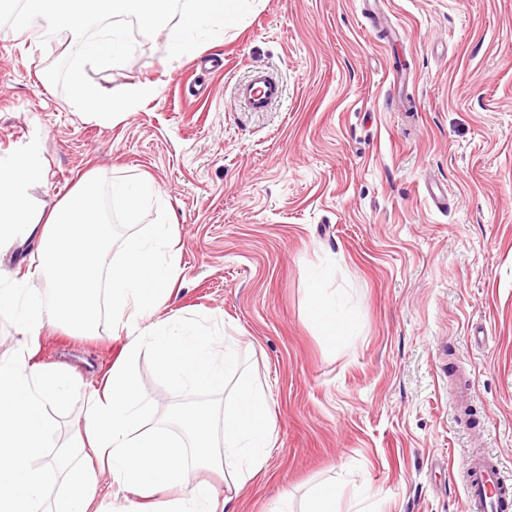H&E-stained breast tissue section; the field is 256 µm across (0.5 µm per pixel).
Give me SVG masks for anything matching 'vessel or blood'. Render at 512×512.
Wrapping results in <instances>:
<instances>
[{"label":"vessel or blood","instance_id":"obj_1","mask_svg":"<svg viewBox=\"0 0 512 512\" xmlns=\"http://www.w3.org/2000/svg\"><path fill=\"white\" fill-rule=\"evenodd\" d=\"M237 96L254 112L267 111L282 96V88L266 71H253L237 88ZM467 512H506L512 505V474L483 452L471 454L465 464Z\"/></svg>","mask_w":512,"mask_h":512}]
</instances>
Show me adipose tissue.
Listing matches in <instances>:
<instances>
[{"mask_svg": "<svg viewBox=\"0 0 512 512\" xmlns=\"http://www.w3.org/2000/svg\"><path fill=\"white\" fill-rule=\"evenodd\" d=\"M46 177L33 149L0 162V249L35 240L37 269L49 282L40 289L27 275L0 277V312L18 334L11 355L0 357V512H93L105 473L116 492L136 496L124 512H224L216 490L190 475L216 469L237 486L263 470L275 423L262 383L243 382L223 419L186 405L171 409L165 424L143 428L151 405L136 370L142 351L154 354L171 385L219 393L237 367L235 352L192 319L157 314L178 277L174 223L151 225L126 239L118 259L103 261L112 236L105 203L137 216L159 194L152 180L116 179L104 193L89 175L44 211L29 189ZM324 275L310 276L314 315L334 341L348 335L354 317L321 288ZM105 309L127 336L123 355L89 393L74 437L53 445L59 422L51 410L66 400L75 373L37 362L41 332L96 335Z\"/></svg>", "mask_w": 512, "mask_h": 512, "instance_id": "ef3b65f1", "label": "adipose tissue"}]
</instances>
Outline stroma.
Returning <instances> with one entry per match:
<instances>
[{
	"instance_id": "35a3bbf8",
	"label": "stroma",
	"mask_w": 512,
	"mask_h": 512,
	"mask_svg": "<svg viewBox=\"0 0 512 512\" xmlns=\"http://www.w3.org/2000/svg\"><path fill=\"white\" fill-rule=\"evenodd\" d=\"M383 16L375 29L359 0H254L174 61L166 34L140 37L127 63L88 74L109 92L157 93L105 123L44 78L75 36L0 26V157L38 147L49 178L31 187L35 205L53 208L91 171L104 187L150 177L161 199L133 220L113 209V250L175 220L179 275L161 315L227 336L238 376L264 385L276 421L264 471L235 493L198 473L233 512H272L284 492L301 512L328 482L340 512H465L468 454L512 471V0H387ZM255 69L283 85L265 112L236 94ZM317 265L357 316L336 343L310 316ZM111 328L105 313L101 337H41L39 361L78 374L55 443L121 353ZM138 372L149 427L178 405L233 401L230 387L176 389L149 353ZM462 374L467 420L450 406Z\"/></svg>"
}]
</instances>
